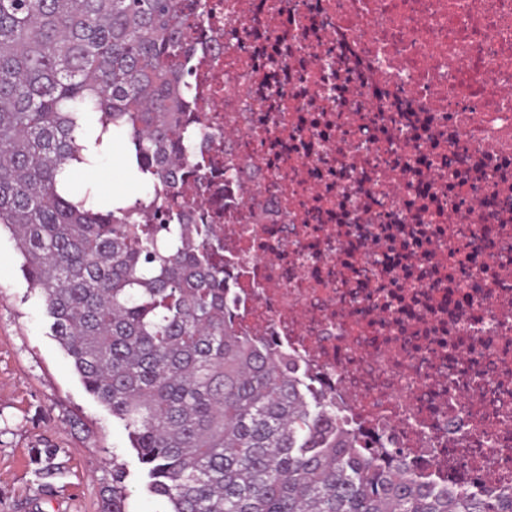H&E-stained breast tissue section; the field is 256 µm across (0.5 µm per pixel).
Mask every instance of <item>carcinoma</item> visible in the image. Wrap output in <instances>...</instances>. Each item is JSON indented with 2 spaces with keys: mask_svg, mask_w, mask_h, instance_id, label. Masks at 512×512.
Here are the masks:
<instances>
[{
  "mask_svg": "<svg viewBox=\"0 0 512 512\" xmlns=\"http://www.w3.org/2000/svg\"><path fill=\"white\" fill-rule=\"evenodd\" d=\"M204 0H0V227L86 390L127 431L167 512H512L434 492L362 448L284 354L236 330L188 132V32ZM150 190L101 204L74 183L103 136ZM34 450L35 476L63 473ZM112 474L99 512H126Z\"/></svg>",
  "mask_w": 512,
  "mask_h": 512,
  "instance_id": "carcinoma-1",
  "label": "carcinoma"
}]
</instances>
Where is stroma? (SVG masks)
<instances>
[{
	"label": "stroma",
	"instance_id": "stroma-1",
	"mask_svg": "<svg viewBox=\"0 0 512 512\" xmlns=\"http://www.w3.org/2000/svg\"><path fill=\"white\" fill-rule=\"evenodd\" d=\"M114 151L78 172L101 199L140 194ZM9 232L0 233V512H99L113 470L124 471L127 512H162L145 489L141 467L121 423L90 395L51 332L38 293L19 271ZM52 441L66 472L42 488L30 465L34 446Z\"/></svg>",
	"mask_w": 512,
	"mask_h": 512
}]
</instances>
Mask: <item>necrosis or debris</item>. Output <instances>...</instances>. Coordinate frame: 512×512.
Returning a JSON list of instances; mask_svg holds the SVG:
<instances>
[{
    "mask_svg": "<svg viewBox=\"0 0 512 512\" xmlns=\"http://www.w3.org/2000/svg\"><path fill=\"white\" fill-rule=\"evenodd\" d=\"M194 218L362 445L512 497V0H205Z\"/></svg>",
    "mask_w": 512,
    "mask_h": 512,
    "instance_id": "necrosis-or-debris-1",
    "label": "necrosis or debris"
}]
</instances>
